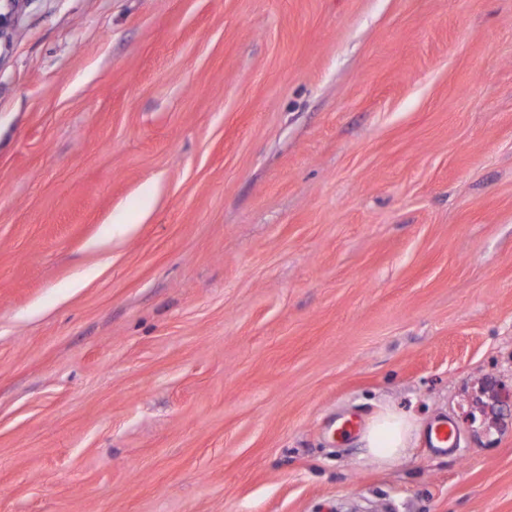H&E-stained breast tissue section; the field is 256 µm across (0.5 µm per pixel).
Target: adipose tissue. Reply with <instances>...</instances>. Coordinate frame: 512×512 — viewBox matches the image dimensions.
<instances>
[{
	"label": "adipose tissue",
	"mask_w": 512,
	"mask_h": 512,
	"mask_svg": "<svg viewBox=\"0 0 512 512\" xmlns=\"http://www.w3.org/2000/svg\"><path fill=\"white\" fill-rule=\"evenodd\" d=\"M420 426L406 412L388 408L375 415L361 436L365 457L388 466L402 457L418 435Z\"/></svg>",
	"instance_id": "adipose-tissue-1"
}]
</instances>
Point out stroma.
Wrapping results in <instances>:
<instances>
[{
    "label": "stroma",
    "instance_id": "1",
    "mask_svg": "<svg viewBox=\"0 0 512 512\" xmlns=\"http://www.w3.org/2000/svg\"><path fill=\"white\" fill-rule=\"evenodd\" d=\"M505 389L512 0H25L0 512H512ZM421 427L406 412L386 408L375 415L365 426L360 443L363 457L375 460L381 466H389L405 454L418 435Z\"/></svg>",
    "mask_w": 512,
    "mask_h": 512
}]
</instances>
